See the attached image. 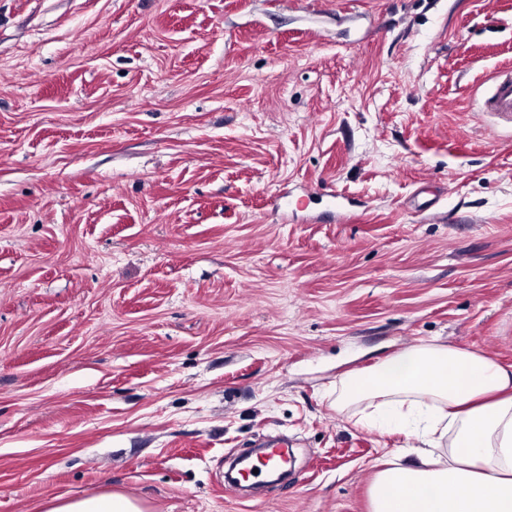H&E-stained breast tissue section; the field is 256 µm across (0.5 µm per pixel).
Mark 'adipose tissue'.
<instances>
[{"mask_svg":"<svg viewBox=\"0 0 512 512\" xmlns=\"http://www.w3.org/2000/svg\"><path fill=\"white\" fill-rule=\"evenodd\" d=\"M336 404L374 431L419 443L379 472L374 512H512L511 369L474 351L412 345L343 378ZM47 512L143 509L104 492L54 498Z\"/></svg>","mask_w":512,"mask_h":512,"instance_id":"1","label":"adipose tissue"}]
</instances>
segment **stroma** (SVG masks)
<instances>
[{"label": "stroma", "mask_w": 512, "mask_h": 512, "mask_svg": "<svg viewBox=\"0 0 512 512\" xmlns=\"http://www.w3.org/2000/svg\"><path fill=\"white\" fill-rule=\"evenodd\" d=\"M504 66L512 0H0V512H373L339 381L512 366ZM493 81V90L484 99L481 112H497L512 121V71L496 73ZM46 512H143V508L127 495L104 492L81 499L56 497Z\"/></svg>", "instance_id": "obj_1"}]
</instances>
